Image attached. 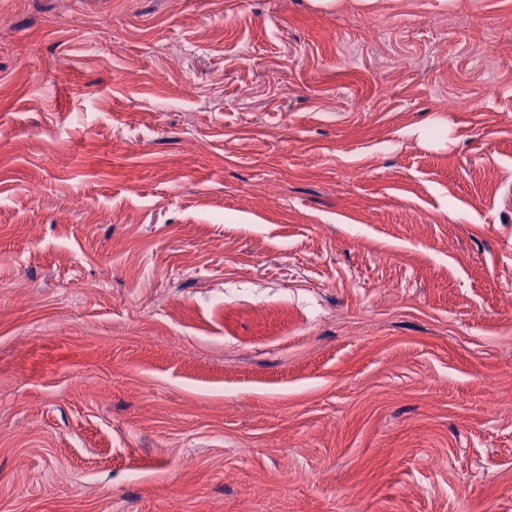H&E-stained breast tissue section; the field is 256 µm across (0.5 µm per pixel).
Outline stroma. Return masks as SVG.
Instances as JSON below:
<instances>
[{
    "mask_svg": "<svg viewBox=\"0 0 512 512\" xmlns=\"http://www.w3.org/2000/svg\"><path fill=\"white\" fill-rule=\"evenodd\" d=\"M0 512H512V0H0Z\"/></svg>",
    "mask_w": 512,
    "mask_h": 512,
    "instance_id": "1",
    "label": "stroma"
}]
</instances>
